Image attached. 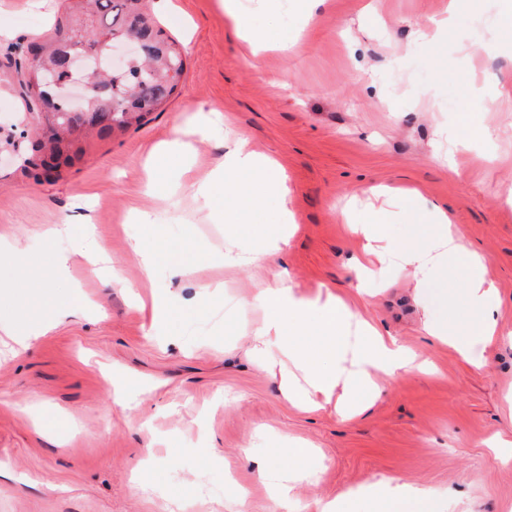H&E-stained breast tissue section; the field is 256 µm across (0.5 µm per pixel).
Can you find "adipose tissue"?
Masks as SVG:
<instances>
[{
  "label": "adipose tissue",
  "mask_w": 512,
  "mask_h": 512,
  "mask_svg": "<svg viewBox=\"0 0 512 512\" xmlns=\"http://www.w3.org/2000/svg\"><path fill=\"white\" fill-rule=\"evenodd\" d=\"M245 174L258 177L257 188L242 182ZM198 194L207 204L218 199L226 203V265L258 267L267 256L287 246L288 227L284 224L268 227L260 233L258 243L241 246L235 242L242 211L266 198L284 196L283 179L267 160L236 151L226 158L223 173L216 176L211 186L199 188ZM396 200L406 208L418 210L421 223L412 225L409 243L398 246L384 235L376 216L362 217L359 230L365 240V254L410 267L421 286L435 280L450 281L457 265L466 263L467 298L479 313V322L466 328L459 316L444 312L430 319L426 331L451 345L475 368H484L485 361L475 353L474 344L491 343L497 334L493 318L496 295L482 274L484 257L470 251L461 238L449 231L446 211L426 204L418 189L397 190ZM253 302L265 309L266 317L251 333L252 351L269 366L281 368L282 387L289 400L298 404H312L315 397L331 396L339 388L352 396H374L380 388L371 379L373 372L391 375L417 366L415 354L373 333L341 298L306 300L295 294L292 285L283 282L274 288L258 289ZM430 498L423 488L386 480L348 489L323 503L320 512H361L360 506L366 501L373 502L377 512H393L401 503L421 512Z\"/></svg>",
  "instance_id": "obj_1"
}]
</instances>
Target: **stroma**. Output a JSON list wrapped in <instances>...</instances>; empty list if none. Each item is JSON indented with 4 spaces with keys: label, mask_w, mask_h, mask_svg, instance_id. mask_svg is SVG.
I'll list each match as a JSON object with an SVG mask.
<instances>
[{
    "label": "stroma",
    "mask_w": 512,
    "mask_h": 512,
    "mask_svg": "<svg viewBox=\"0 0 512 512\" xmlns=\"http://www.w3.org/2000/svg\"><path fill=\"white\" fill-rule=\"evenodd\" d=\"M253 22L293 48L251 52L215 0H143L182 51L169 100L140 128L83 140L84 154L52 176L37 166L43 116L24 94L25 53L65 23L68 0H0V316L30 317L28 348L0 344V512H319L364 482L390 478L431 492L437 512H512V29L495 0H323L301 25L294 0L276 12L248 0ZM451 17L430 38L431 19ZM488 131L468 151L450 137L464 112ZM192 133V182L168 174L148 191L146 165ZM271 157L287 179L293 234L262 268L224 265V226L196 194L235 145ZM417 186L451 228L486 257L498 290V334L483 370L424 330L442 284L418 287L391 264L360 281L363 239L345 214L386 210L404 244L419 213L374 196ZM156 217L160 257L144 270L134 215ZM78 213L82 236L57 233ZM104 250L110 269L85 256ZM70 263L50 288L69 311L54 328L15 256ZM193 266L173 276L172 262ZM290 282L300 296L344 298L359 318L425 360L427 371L379 375L383 392L352 415L339 396L303 410L250 351L264 312L252 298ZM164 293L171 318L152 325ZM139 385L138 406L112 396V371ZM509 441L494 459L492 439ZM312 449L318 481L277 501L262 477L270 455ZM153 460L155 489L136 478Z\"/></svg>",
    "instance_id": "stroma-1"
}]
</instances>
